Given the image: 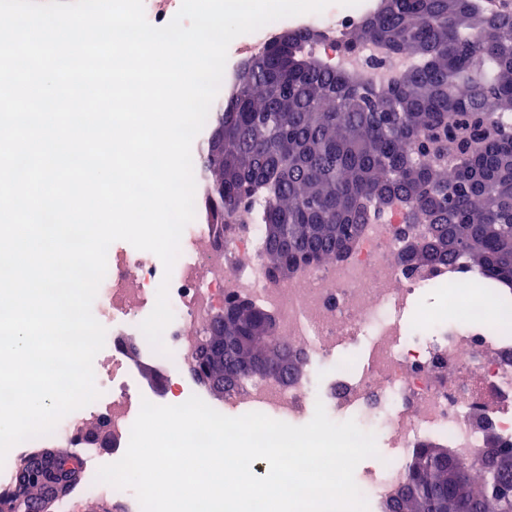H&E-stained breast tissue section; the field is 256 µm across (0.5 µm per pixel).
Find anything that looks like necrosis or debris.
I'll return each mask as SVG.
<instances>
[{
    "label": "necrosis or debris",
    "instance_id": "4bbe7bcc",
    "mask_svg": "<svg viewBox=\"0 0 512 512\" xmlns=\"http://www.w3.org/2000/svg\"><path fill=\"white\" fill-rule=\"evenodd\" d=\"M367 12L366 4L330 8L319 16L323 37L313 53L338 70L367 71L377 85L403 70L407 61L375 44L346 60L339 48ZM239 232L217 246L212 225L191 222L183 231L172 270L146 259L132 245L109 247L106 275L92 311L101 324L139 327L167 285L174 319L164 336L166 362L187 369L189 357L211 317L226 301L247 299L272 314L277 334L304 355L316 372L287 385L274 377L244 380L224 398L225 406L261 412L291 425L314 407L316 379L331 420H355L388 447L386 457L364 467L355 482L369 506L388 501L404 484L405 462L419 446L445 443L459 458L487 452V439L512 442V285L476 298L479 273L460 259L439 267L413 268L400 258L399 215L364 225L354 247L336 258L299 268L279 282L266 272L262 227L240 213ZM434 288L453 301V317L435 315L419 327L404 320L412 297ZM497 310L501 327L487 323ZM366 341L368 361L354 371L347 351ZM124 347L112 342V368L96 372L100 397L84 411L111 433L113 448L127 447L141 403L132 399ZM88 476L85 492L121 502L124 512H141L133 490L96 482L98 457H81Z\"/></svg>",
    "mask_w": 512,
    "mask_h": 512
}]
</instances>
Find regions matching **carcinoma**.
<instances>
[{
	"mask_svg": "<svg viewBox=\"0 0 512 512\" xmlns=\"http://www.w3.org/2000/svg\"><path fill=\"white\" fill-rule=\"evenodd\" d=\"M316 34L275 38L241 68L226 107L209 116L213 138L197 157L210 223L226 230L241 208L262 225L269 273L350 249L361 227L393 212L428 236L409 265L465 257L480 273L512 284V11L476 0H382L341 47L367 42L411 61L377 88L308 55ZM266 312L245 300L224 304V336L262 331ZM246 352L228 353L224 386L244 376ZM497 465L463 462L448 494L434 463L446 448L411 457L394 512L512 509V444L491 437ZM10 512H37L38 492L20 462Z\"/></svg>",
	"mask_w": 512,
	"mask_h": 512,
	"instance_id": "cac0c4a2",
	"label": "carcinoma"
}]
</instances>
